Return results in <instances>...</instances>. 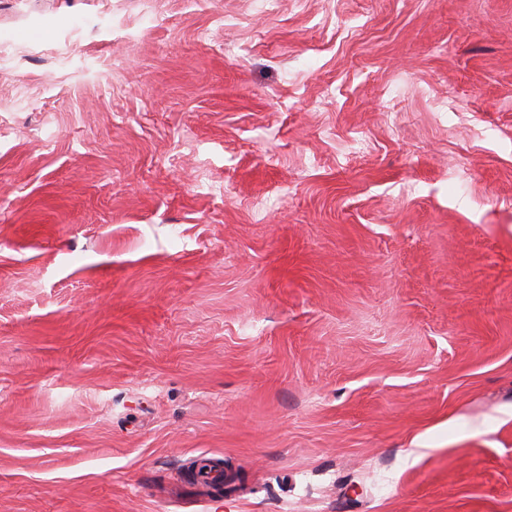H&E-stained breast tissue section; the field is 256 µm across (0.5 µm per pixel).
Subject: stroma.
<instances>
[{
    "instance_id": "35a3bbf8",
    "label": "stroma",
    "mask_w": 512,
    "mask_h": 512,
    "mask_svg": "<svg viewBox=\"0 0 512 512\" xmlns=\"http://www.w3.org/2000/svg\"><path fill=\"white\" fill-rule=\"evenodd\" d=\"M0 512H512V0H0Z\"/></svg>"
}]
</instances>
